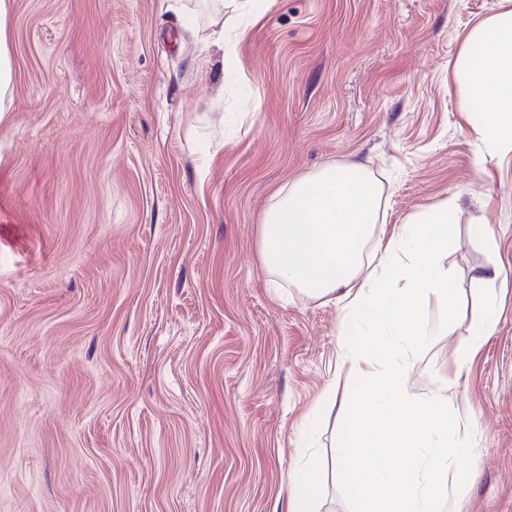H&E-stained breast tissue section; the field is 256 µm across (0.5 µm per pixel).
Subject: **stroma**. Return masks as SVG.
Masks as SVG:
<instances>
[{
    "mask_svg": "<svg viewBox=\"0 0 512 512\" xmlns=\"http://www.w3.org/2000/svg\"><path fill=\"white\" fill-rule=\"evenodd\" d=\"M502 0H12L0 116V512H355L333 461L361 381L341 308L274 286L258 227L328 165L379 181L391 235L458 196L407 388L437 392L498 267L500 317L450 403L461 512H512V151L460 110L461 46ZM487 223L495 245L471 227ZM319 465L310 464L296 475L290 497L289 512H311L313 503L320 493V482L317 475Z\"/></svg>",
    "mask_w": 512,
    "mask_h": 512,
    "instance_id": "stroma-1",
    "label": "stroma"
}]
</instances>
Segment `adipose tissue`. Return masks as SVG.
Instances as JSON below:
<instances>
[{"mask_svg": "<svg viewBox=\"0 0 512 512\" xmlns=\"http://www.w3.org/2000/svg\"><path fill=\"white\" fill-rule=\"evenodd\" d=\"M455 76L460 109L477 118L484 139L512 150V8L479 22L464 41ZM458 197L418 211L388 240L381 191L361 164L330 165L279 191L259 226L264 269L289 285L341 306L339 342L346 359L367 364L350 401L344 483L359 512H440L449 483L474 474L472 450L449 438L448 402L456 378L428 400L407 389L409 356L425 342L421 311L429 299L451 303L453 274L438 262L452 235ZM499 268L482 272L487 289L473 341L457 351L465 369L499 318L493 287ZM388 416L383 441L368 420Z\"/></svg>", "mask_w": 512, "mask_h": 512, "instance_id": "1", "label": "adipose tissue"}]
</instances>
